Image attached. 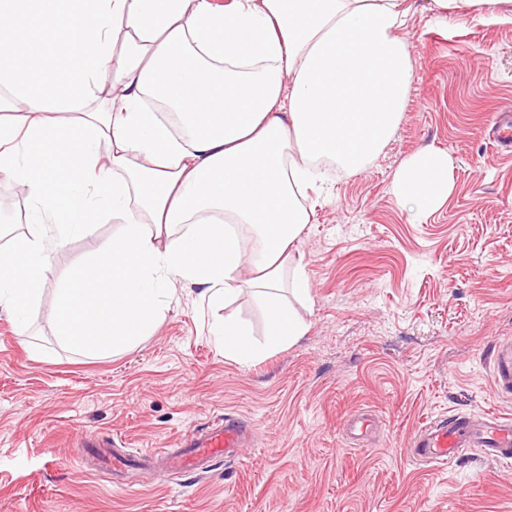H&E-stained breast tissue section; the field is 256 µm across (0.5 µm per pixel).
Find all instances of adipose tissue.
Returning <instances> with one entry per match:
<instances>
[{"instance_id": "adipose-tissue-1", "label": "adipose tissue", "mask_w": 512, "mask_h": 512, "mask_svg": "<svg viewBox=\"0 0 512 512\" xmlns=\"http://www.w3.org/2000/svg\"><path fill=\"white\" fill-rule=\"evenodd\" d=\"M439 22L512 23V0H428ZM407 0H0V175L59 223L104 211L122 224L73 270L56 301L60 341L119 352L165 317L181 282L224 307L210 325L226 358L251 363L307 331L310 288L296 243L302 194L327 159L366 166L394 135L410 91ZM109 86L100 107L96 90ZM448 154L410 156L392 191L423 218L448 199ZM28 225L0 251V309L27 328L53 273ZM250 283L256 344L232 306Z\"/></svg>"}]
</instances>
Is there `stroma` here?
<instances>
[{"instance_id":"stroma-1","label":"stroma","mask_w":512,"mask_h":512,"mask_svg":"<svg viewBox=\"0 0 512 512\" xmlns=\"http://www.w3.org/2000/svg\"><path fill=\"white\" fill-rule=\"evenodd\" d=\"M403 36L411 86L402 121L369 168L332 169L298 248L309 330L294 345L242 365L208 333L214 312L177 285L150 336L117 354L59 344L60 279L111 239V215L53 254L27 330L0 311V512H512V464L469 448L444 467L405 454L424 422L456 412L512 418L491 359L512 337V155L488 136L512 108V23H436L408 0ZM453 160L447 203L415 220L391 190L414 152ZM42 223L0 176V226ZM234 413L251 421L244 456L203 476L152 461L130 487L100 470L79 442L88 431L127 453L177 447L182 435ZM375 421L362 440L348 422ZM86 458V468L76 465Z\"/></svg>"}]
</instances>
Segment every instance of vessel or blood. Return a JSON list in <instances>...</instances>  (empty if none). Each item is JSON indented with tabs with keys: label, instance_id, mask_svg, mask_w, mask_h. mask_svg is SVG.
Listing matches in <instances>:
<instances>
[{
	"label": "vessel or blood",
	"instance_id": "1",
	"mask_svg": "<svg viewBox=\"0 0 512 512\" xmlns=\"http://www.w3.org/2000/svg\"><path fill=\"white\" fill-rule=\"evenodd\" d=\"M491 138L499 152L512 153V113H496ZM491 379L498 393L512 394V339L500 340L491 365ZM249 437L245 424L233 414L214 420L207 428L186 435L179 447L161 453L168 470L197 474L218 457L236 454ZM478 449L484 457L512 461V420L494 416L480 418L452 414L419 427L412 435L406 454L409 458L436 466L457 458L464 449Z\"/></svg>",
	"mask_w": 512,
	"mask_h": 512
}]
</instances>
